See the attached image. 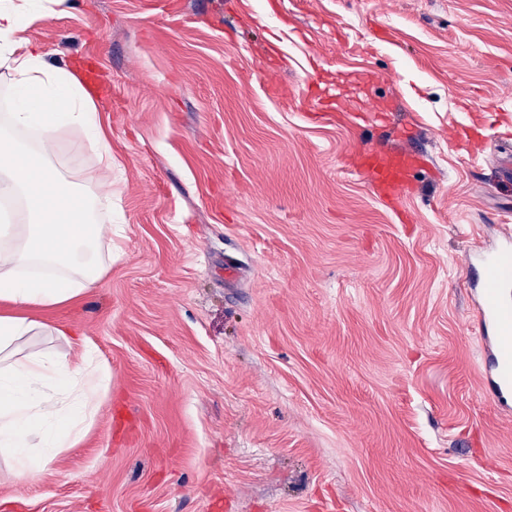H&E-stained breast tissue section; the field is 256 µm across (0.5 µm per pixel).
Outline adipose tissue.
<instances>
[{
	"instance_id": "ef3b65f1",
	"label": "adipose tissue",
	"mask_w": 512,
	"mask_h": 512,
	"mask_svg": "<svg viewBox=\"0 0 512 512\" xmlns=\"http://www.w3.org/2000/svg\"><path fill=\"white\" fill-rule=\"evenodd\" d=\"M64 0H0V69L10 110L0 114V303L22 309L61 305L98 287L111 225L99 215L101 169L112 148L92 91L69 67L51 65L25 35ZM69 132L94 160L81 181L56 167ZM68 324L0 313V453L32 474L59 449L74 447L112 381L92 347L78 358L48 351L19 355L34 336H73Z\"/></svg>"
}]
</instances>
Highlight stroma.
Instances as JSON below:
<instances>
[{
    "instance_id": "obj_1",
    "label": "stroma",
    "mask_w": 512,
    "mask_h": 512,
    "mask_svg": "<svg viewBox=\"0 0 512 512\" xmlns=\"http://www.w3.org/2000/svg\"><path fill=\"white\" fill-rule=\"evenodd\" d=\"M112 261L74 325L112 369L0 512H512L467 252L512 229V0H68ZM423 159L390 203L352 152Z\"/></svg>"
}]
</instances>
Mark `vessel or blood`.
<instances>
[{"label": "vessel or blood", "mask_w": 512, "mask_h": 512, "mask_svg": "<svg viewBox=\"0 0 512 512\" xmlns=\"http://www.w3.org/2000/svg\"><path fill=\"white\" fill-rule=\"evenodd\" d=\"M360 173L386 196L399 199L410 188L411 165L405 154L370 153L361 156ZM483 271L479 282L477 320L481 328L491 329L492 357L498 378L491 386L494 397L512 395V298L506 294L512 287V238L504 237L499 244L479 253Z\"/></svg>", "instance_id": "1"}]
</instances>
